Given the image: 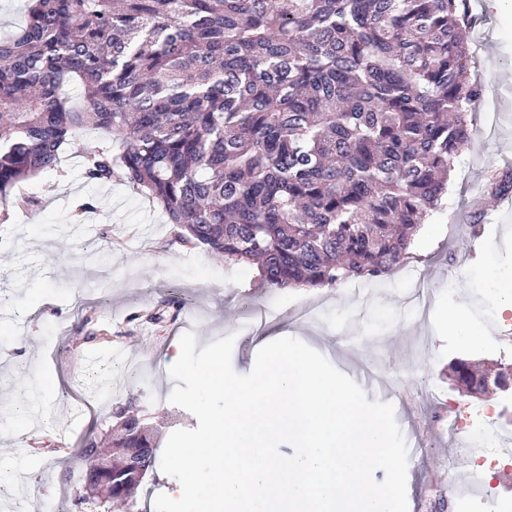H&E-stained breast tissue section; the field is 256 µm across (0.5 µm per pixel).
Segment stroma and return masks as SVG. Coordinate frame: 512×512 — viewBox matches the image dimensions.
Segmentation results:
<instances>
[{
    "label": "stroma",
    "instance_id": "stroma-1",
    "mask_svg": "<svg viewBox=\"0 0 512 512\" xmlns=\"http://www.w3.org/2000/svg\"><path fill=\"white\" fill-rule=\"evenodd\" d=\"M477 22L469 80L485 91L471 143L453 165L443 211L418 230L413 256L382 280L367 283L372 301L349 288H267L256 266L225 264L205 248L177 239L162 211L123 181L87 183L81 152L104 146L84 131L62 155L61 172L39 174L20 187L36 197L30 210H11L0 222V464L12 470L0 512H43L45 500L64 494L70 512H100L79 483L63 485L62 469L77 474L76 453L87 438L106 446L118 407L133 406L165 445L197 418L169 403L170 346L193 332L198 347L231 335L232 365L251 371L258 349L278 338H296L356 381L368 400L392 403L413 451L408 456L409 512H434L453 486L469 487L471 466L447 469L454 441L438 422L453 401L462 417L486 404L497 407L499 428L512 427V390L486 397L464 392L451 365L469 359L512 366V310L492 308L494 279L512 277V195L493 197L485 186L512 169V0H470ZM93 207L77 213L79 203ZM482 209L481 237L467 219ZM421 276L430 292L427 315L405 302L406 274ZM267 307L270 318L249 330L247 304ZM308 304L321 309L317 323L299 317ZM465 307L486 334L474 341L448 327L449 310ZM162 310V322L149 313ZM106 329L112 356L85 339L87 328ZM96 362H87L90 353ZM115 384L102 402L98 380ZM21 438H13L16 428Z\"/></svg>",
    "mask_w": 512,
    "mask_h": 512
}]
</instances>
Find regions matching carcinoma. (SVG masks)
Returning <instances> with one entry per match:
<instances>
[{
    "label": "carcinoma",
    "mask_w": 512,
    "mask_h": 512,
    "mask_svg": "<svg viewBox=\"0 0 512 512\" xmlns=\"http://www.w3.org/2000/svg\"><path fill=\"white\" fill-rule=\"evenodd\" d=\"M474 24L470 0H25L0 39V214L37 205L17 185L95 129L111 146L82 151L84 178L132 184L180 242L257 263L270 288L384 277L472 138ZM486 191L511 194L512 173ZM452 371L490 391L476 364ZM137 429L112 447L151 471ZM131 489L107 512H136Z\"/></svg>",
    "instance_id": "obj_1"
}]
</instances>
